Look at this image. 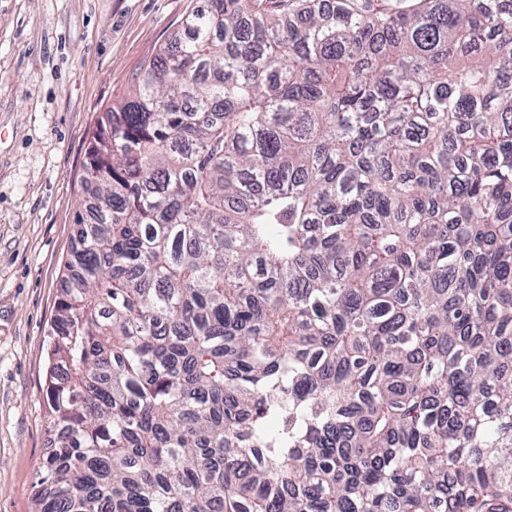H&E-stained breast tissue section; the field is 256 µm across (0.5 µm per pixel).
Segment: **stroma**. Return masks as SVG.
Instances as JSON below:
<instances>
[{
    "instance_id": "35a3bbf8",
    "label": "stroma",
    "mask_w": 512,
    "mask_h": 512,
    "mask_svg": "<svg viewBox=\"0 0 512 512\" xmlns=\"http://www.w3.org/2000/svg\"><path fill=\"white\" fill-rule=\"evenodd\" d=\"M197 0H0V512H29L49 446L47 334L103 113Z\"/></svg>"
}]
</instances>
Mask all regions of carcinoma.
<instances>
[{
    "mask_svg": "<svg viewBox=\"0 0 512 512\" xmlns=\"http://www.w3.org/2000/svg\"><path fill=\"white\" fill-rule=\"evenodd\" d=\"M333 2L104 112L32 512H512V0Z\"/></svg>",
    "mask_w": 512,
    "mask_h": 512,
    "instance_id": "1",
    "label": "carcinoma"
}]
</instances>
